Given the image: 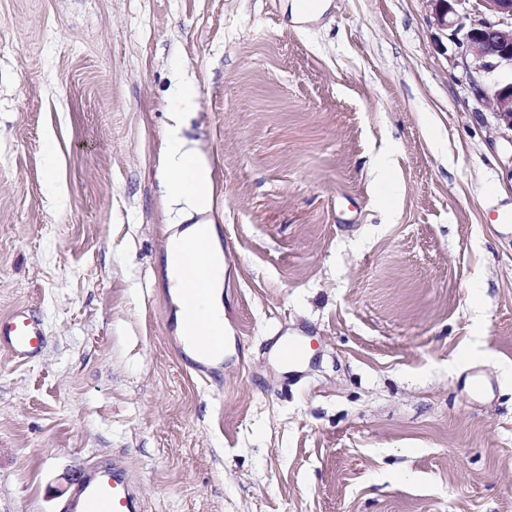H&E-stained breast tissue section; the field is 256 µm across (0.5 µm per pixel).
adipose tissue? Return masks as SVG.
Returning a JSON list of instances; mask_svg holds the SVG:
<instances>
[{
    "mask_svg": "<svg viewBox=\"0 0 512 512\" xmlns=\"http://www.w3.org/2000/svg\"><path fill=\"white\" fill-rule=\"evenodd\" d=\"M179 130L176 124L169 128L171 191L175 197L187 200L196 211L202 212L209 203V171L194 155L184 150ZM165 261L170 292L177 300L183 297V267L190 265L209 268L210 281L201 312V324L208 332L223 335L224 255L215 242L211 224L195 223L175 227L168 239Z\"/></svg>",
    "mask_w": 512,
    "mask_h": 512,
    "instance_id": "ef3b65f1",
    "label": "adipose tissue"
}]
</instances>
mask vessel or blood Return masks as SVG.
Segmentation results:
<instances>
[{
  "label": "vessel or blood",
  "mask_w": 512,
  "mask_h": 512,
  "mask_svg": "<svg viewBox=\"0 0 512 512\" xmlns=\"http://www.w3.org/2000/svg\"><path fill=\"white\" fill-rule=\"evenodd\" d=\"M46 338L37 319L17 310L0 317V350L32 359L37 357ZM69 512H146L125 469L113 465L84 472L68 506Z\"/></svg>",
  "instance_id": "vessel-or-blood-1"
}]
</instances>
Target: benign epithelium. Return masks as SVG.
<instances>
[{"label":"benign epithelium","instance_id":"benign-epithelium-1","mask_svg":"<svg viewBox=\"0 0 512 512\" xmlns=\"http://www.w3.org/2000/svg\"><path fill=\"white\" fill-rule=\"evenodd\" d=\"M440 26L472 51L475 69L494 74L489 88L499 129L512 139V0H430Z\"/></svg>","mask_w":512,"mask_h":512}]
</instances>
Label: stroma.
I'll use <instances>...</instances> for the list:
<instances>
[{"instance_id": "35a3bbf8", "label": "stroma", "mask_w": 512, "mask_h": 512, "mask_svg": "<svg viewBox=\"0 0 512 512\" xmlns=\"http://www.w3.org/2000/svg\"><path fill=\"white\" fill-rule=\"evenodd\" d=\"M0 0V512H512V139L429 0ZM192 96L175 99L182 84ZM206 161L226 363L164 254ZM302 336L288 369L280 341ZM172 113L173 125L169 128L171 191L175 197L190 202L196 211H206L211 191L208 168L189 151L183 149L179 138L181 112ZM40 323L25 310L0 317V350L23 359L37 357L46 343ZM67 508L68 512H146L125 469L113 462L84 472Z\"/></svg>"}]
</instances>
